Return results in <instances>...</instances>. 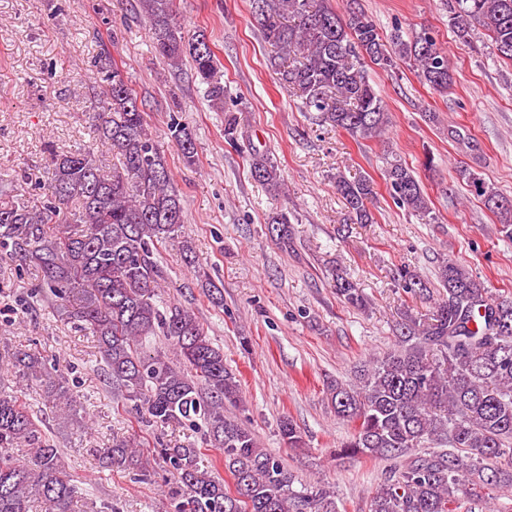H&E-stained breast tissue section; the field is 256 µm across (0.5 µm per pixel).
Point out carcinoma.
<instances>
[{"label": "carcinoma", "instance_id": "cac0c4a2", "mask_svg": "<svg viewBox=\"0 0 512 512\" xmlns=\"http://www.w3.org/2000/svg\"><path fill=\"white\" fill-rule=\"evenodd\" d=\"M151 23L155 52L167 65L191 61L210 101L224 102L220 62L202 34L185 35L174 22L176 0H139ZM455 36L470 41L480 29L493 53L512 61V0H442ZM252 17L275 49L281 87L300 92L307 111L352 136L380 138L388 126L381 95L361 62L386 69L399 59L419 80L442 93L452 82L448 52L427 29L383 39L361 10L340 16L330 0H251ZM97 68L108 89L93 114L99 141L119 164L105 167L93 153L52 155V178L33 195L21 182L0 196V250L42 274L52 306L65 319L96 336L112 388L133 403L138 427L182 422L202 432V444L223 450L224 469L235 490L199 465L201 449L163 448L172 467L177 512H338L330 491L293 487L292 475L259 447L254 432L226 415L241 391L194 312L160 306L163 278L158 247L181 236L184 207L144 112L118 63L106 55ZM171 140L186 161L193 158L186 127L172 123ZM254 180L281 191L278 165L266 152L247 156ZM458 180L501 221L512 239V200L494 191L469 168ZM385 181L394 202L430 217L429 198L415 168L393 157ZM336 188L357 223H372L367 207L371 180L336 177ZM80 207L61 222L63 209ZM282 248L290 245L284 212L269 218ZM336 294L364 309L357 286L328 270ZM436 278L442 292L431 316L397 322V348L369 361L352 384L328 385L336 415L352 433L336 449L339 458L365 456L393 462L372 492L368 512H486L483 490L512 492V300L496 298L484 282L456 262L444 260ZM161 336L175 361L151 352ZM22 381L36 380L59 418L76 416L61 377L48 371L35 351L7 354ZM280 435L290 448L303 444L289 418ZM28 448L18 458L10 448ZM119 469L147 472L152 460L136 439L103 451ZM78 491L67 475L61 449L42 435L23 401L0 393V512H75Z\"/></svg>", "mask_w": 512, "mask_h": 512}]
</instances>
